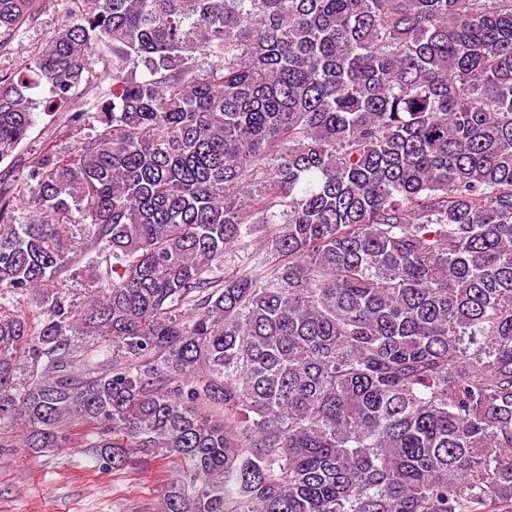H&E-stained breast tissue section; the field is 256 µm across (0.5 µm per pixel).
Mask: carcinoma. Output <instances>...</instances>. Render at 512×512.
<instances>
[{"label": "carcinoma", "instance_id": "cac0c4a2", "mask_svg": "<svg viewBox=\"0 0 512 512\" xmlns=\"http://www.w3.org/2000/svg\"><path fill=\"white\" fill-rule=\"evenodd\" d=\"M85 3L0 76L20 446L170 458L157 512H512V0ZM40 110L79 146L13 158Z\"/></svg>", "mask_w": 512, "mask_h": 512}]
</instances>
